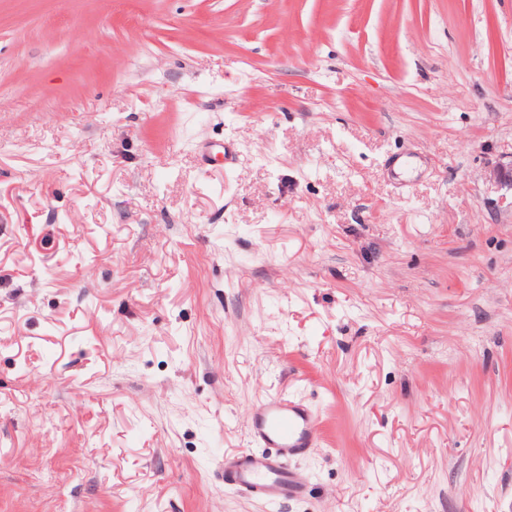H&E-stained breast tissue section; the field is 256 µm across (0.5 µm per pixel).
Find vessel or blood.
<instances>
[{
	"instance_id": "obj_1",
	"label": "vessel or blood",
	"mask_w": 512,
	"mask_h": 512,
	"mask_svg": "<svg viewBox=\"0 0 512 512\" xmlns=\"http://www.w3.org/2000/svg\"><path fill=\"white\" fill-rule=\"evenodd\" d=\"M246 430L249 448L222 465L225 484L270 503L303 498L308 486L290 462L319 447L316 413L292 397H264L249 408Z\"/></svg>"
}]
</instances>
